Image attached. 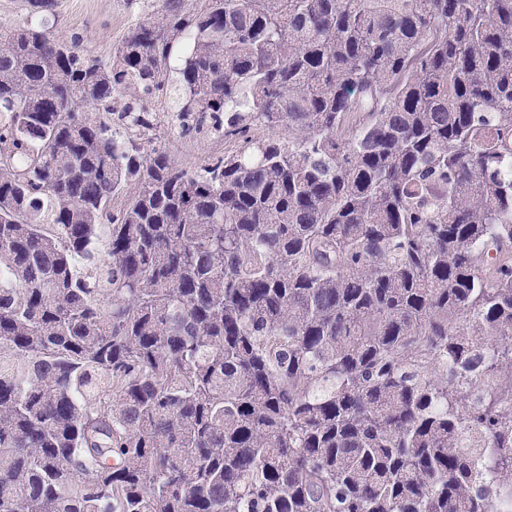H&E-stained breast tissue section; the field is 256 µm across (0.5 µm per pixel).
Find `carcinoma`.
<instances>
[{"mask_svg":"<svg viewBox=\"0 0 512 512\" xmlns=\"http://www.w3.org/2000/svg\"><path fill=\"white\" fill-rule=\"evenodd\" d=\"M200 2L0 21V512H512V0ZM161 7L162 0H56L46 25L58 39L106 63L130 29ZM188 40L184 39L176 45L173 51L172 72L166 80L163 92L156 93L149 99L148 106L157 118V127L153 132L157 142H161L169 150L172 159L181 167L194 171L212 160L224 156V141L212 134L202 132L180 136L170 131L171 121L177 113L179 101L175 95L174 87L177 81L175 68L181 63Z\"/></svg>","mask_w":512,"mask_h":512,"instance_id":"cac0c4a2","label":"carcinoma"}]
</instances>
